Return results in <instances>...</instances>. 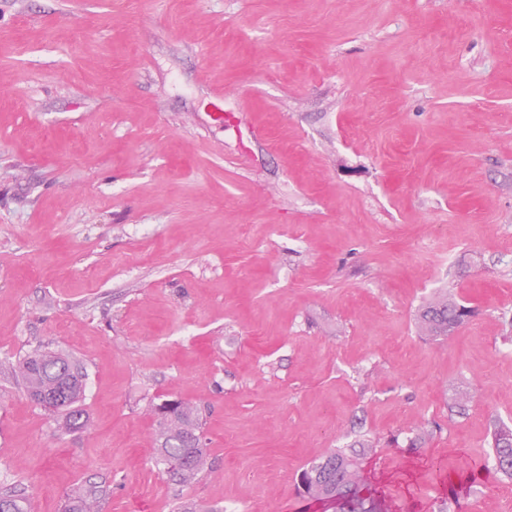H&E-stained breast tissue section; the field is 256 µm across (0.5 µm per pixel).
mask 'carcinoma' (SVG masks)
<instances>
[{
	"instance_id": "1",
	"label": "carcinoma",
	"mask_w": 512,
	"mask_h": 512,
	"mask_svg": "<svg viewBox=\"0 0 512 512\" xmlns=\"http://www.w3.org/2000/svg\"><path fill=\"white\" fill-rule=\"evenodd\" d=\"M466 310L454 301L442 299L428 304L421 314L429 332L441 336L454 329ZM16 373L28 393L51 399L49 410L61 414L62 427L71 432L85 427L82 409L85 393L83 379L66 370L65 359L53 352H35L21 361ZM159 448L155 463L182 485L197 480L206 459V449L192 447L197 419L192 407L181 402L172 409L157 407ZM495 469L512 480V428L502 424L492 436ZM300 484L306 497L328 502L335 495L338 512H396V506L377 489L366 486L354 457L343 448L330 451L322 460L310 464L301 474ZM100 490L90 485L67 497L64 512H99ZM0 512H30L28 499L16 490L0 493Z\"/></svg>"
}]
</instances>
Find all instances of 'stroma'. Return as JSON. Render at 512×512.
<instances>
[{
	"label": "stroma",
	"instance_id": "35a3bbf8",
	"mask_svg": "<svg viewBox=\"0 0 512 512\" xmlns=\"http://www.w3.org/2000/svg\"><path fill=\"white\" fill-rule=\"evenodd\" d=\"M442 297L471 314L432 336ZM36 350L82 367L85 429L14 377ZM168 400L199 413L187 487ZM502 423L512 0H0V490L333 512L300 475L357 448L401 512H512ZM176 402L173 409L168 410L167 404L157 407L159 421V448L155 463L163 472L182 485H190L197 480L206 459V449L192 448V441L197 435V419L192 407ZM192 454L190 460L177 466L176 462ZM161 467V468H160ZM491 448L495 469L512 480V428L499 425L493 433Z\"/></svg>",
	"mask_w": 512,
	"mask_h": 512
}]
</instances>
